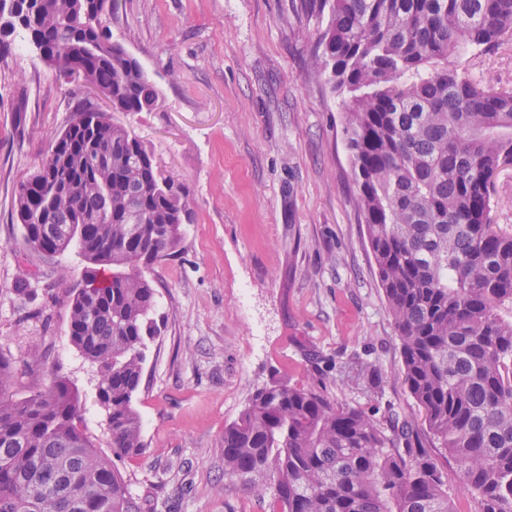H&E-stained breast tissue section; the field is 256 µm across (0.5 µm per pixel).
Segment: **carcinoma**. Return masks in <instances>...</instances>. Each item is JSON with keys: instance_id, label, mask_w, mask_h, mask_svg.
I'll return each mask as SVG.
<instances>
[{"instance_id": "1", "label": "carcinoma", "mask_w": 512, "mask_h": 512, "mask_svg": "<svg viewBox=\"0 0 512 512\" xmlns=\"http://www.w3.org/2000/svg\"><path fill=\"white\" fill-rule=\"evenodd\" d=\"M0 37L24 30L68 79L105 91L112 112H151L159 91L111 42L114 0H16ZM326 20L314 46L349 96L346 145L375 274L400 341L424 433L399 442L368 412L275 379L224 428V476L272 493L268 512H456V464L477 512H512V234L492 218L493 177L512 164V91L480 88L458 57L512 38V0H305ZM25 246L78 247L68 336L97 368L112 454L146 448L134 406L148 344L161 336L147 272L182 249L186 186L158 172L127 127L87 99L16 186ZM0 352V512H141L85 430L68 381L14 398Z\"/></svg>"}]
</instances>
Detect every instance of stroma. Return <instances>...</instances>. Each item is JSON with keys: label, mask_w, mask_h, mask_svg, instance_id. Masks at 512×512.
<instances>
[{"label": "stroma", "mask_w": 512, "mask_h": 512, "mask_svg": "<svg viewBox=\"0 0 512 512\" xmlns=\"http://www.w3.org/2000/svg\"><path fill=\"white\" fill-rule=\"evenodd\" d=\"M109 25L161 92L116 113L195 202L180 254L154 266L165 328L135 404L144 453L115 459L142 512H266L268 491L224 477V429L279 378L385 420L423 419L403 380L345 145L346 104L313 64L323 28L300 0H118ZM0 52V351L27 396L68 379L109 451L97 377L67 335L68 290L86 261L23 248L16 185L89 90L40 61L24 32ZM481 87L512 90V40L468 51ZM22 124H15V111ZM31 277L34 299L15 292ZM44 364L29 367L32 351Z\"/></svg>", "instance_id": "1"}]
</instances>
